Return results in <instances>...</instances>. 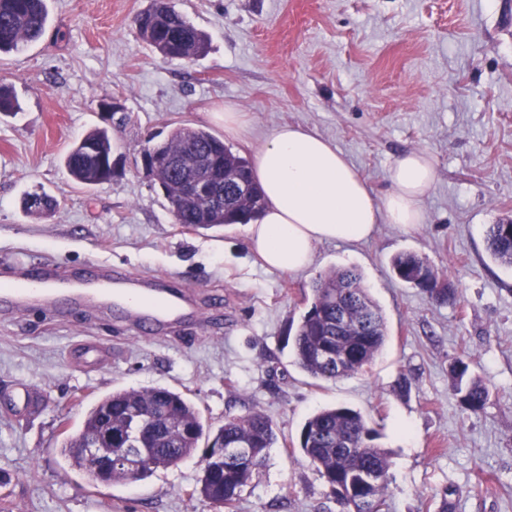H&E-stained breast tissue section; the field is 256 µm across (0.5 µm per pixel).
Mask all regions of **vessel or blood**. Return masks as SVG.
<instances>
[{"instance_id": "1", "label": "vessel or blood", "mask_w": 512, "mask_h": 512, "mask_svg": "<svg viewBox=\"0 0 512 512\" xmlns=\"http://www.w3.org/2000/svg\"><path fill=\"white\" fill-rule=\"evenodd\" d=\"M52 259L32 260L16 254L0 256V306L24 314L60 307L103 311L127 317L132 329L175 338L192 324L186 291L159 287L157 279L133 275L103 262L77 280L55 276Z\"/></svg>"}]
</instances>
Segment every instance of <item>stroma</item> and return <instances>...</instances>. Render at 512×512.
Masks as SVG:
<instances>
[{"label": "stroma", "mask_w": 512, "mask_h": 512, "mask_svg": "<svg viewBox=\"0 0 512 512\" xmlns=\"http://www.w3.org/2000/svg\"><path fill=\"white\" fill-rule=\"evenodd\" d=\"M210 40L195 63L167 60L131 20L151 0H48L43 39L0 57V85L20 109L0 113V254L23 247L54 258L61 273L104 261L166 275L197 289L205 315L224 324L181 339L137 336L114 316L68 309L0 312V512H220L192 495L194 455L136 483L105 484L69 465L65 432L115 389L161 386L185 395L204 422L268 414L278 442L237 512H340L330 486L302 460L299 435L316 410L360 411L390 456L387 512H512V267L486 247L488 225L512 220V0H172ZM118 99L125 124L110 181L82 186L65 154ZM244 112L249 138L224 131L225 105ZM299 124L331 140L371 191L389 189L403 153L423 151L436 179L425 222L378 225L357 244L322 243L311 268L255 263L245 227L176 224L141 154L180 126L222 136L246 157L275 127ZM60 205L28 214L26 194ZM403 251L426 257L457 290L437 305L393 273ZM356 267L381 307L386 343L363 374L317 382L293 362L292 337L316 277ZM109 344L95 370L74 366L81 341ZM465 360L489 387L477 413L455 394ZM409 379L400 391V376ZM38 391L27 415L9 396Z\"/></svg>", "instance_id": "35a3bbf8"}]
</instances>
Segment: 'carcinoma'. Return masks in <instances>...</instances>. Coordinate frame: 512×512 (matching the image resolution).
<instances>
[{
  "mask_svg": "<svg viewBox=\"0 0 512 512\" xmlns=\"http://www.w3.org/2000/svg\"><path fill=\"white\" fill-rule=\"evenodd\" d=\"M49 26L47 0H0V54L19 52L37 42ZM137 36L167 59L193 62L209 48L206 33L199 30L168 0H153L146 10L132 19ZM162 152H178L185 163L193 165L204 159L218 180L232 181L249 173L248 161L226 146L212 133L191 127L174 129ZM112 154V136L106 128H95L68 151L64 164L69 176L81 185L104 181L99 160ZM180 174H161L165 197L175 223L211 228L246 224L263 209L260 189L249 194L227 198L224 203L211 197L182 202L178 184ZM39 200L24 198L25 210L37 217L54 212L57 201L45 192ZM487 249L500 263L512 266V235L504 224H491L487 231ZM393 273L404 283L419 289L428 299L443 304L455 299V289L447 279L439 277L426 258L414 252H402L391 259ZM313 298L301 316L293 337L294 363L311 378L335 381L341 376L365 373L381 352L386 336L383 312L364 285L362 274L355 268L332 269L314 281ZM346 312L350 323L336 324V315ZM328 348L348 356L347 372L340 375L336 367L318 359L317 351ZM456 395L460 405L471 412L482 410L489 397V388L478 376L468 374V365L456 361L452 368ZM131 405H162L172 409L176 419L192 429L183 434L167 432L156 452L161 457L192 455L200 447L205 434L204 424L196 407L180 393L165 387L122 389L107 394L92 404L82 426L69 435L61 453L69 464L92 472L91 461L78 446L85 436L100 428L101 415L112 413V432H127V409ZM224 447L249 446L256 449L250 461L224 459V468L203 472L200 487L194 488L210 503L236 512L241 492L259 474L271 448L276 443L274 422L261 411L245 415H227L214 433ZM375 435L363 415L350 407L336 406L315 412L304 423L299 438L302 457L314 466L331 487L343 512H385L389 453L373 444Z\"/></svg>",
  "mask_w": 512,
  "mask_h": 512,
  "instance_id": "carcinoma-1",
  "label": "carcinoma"
}]
</instances>
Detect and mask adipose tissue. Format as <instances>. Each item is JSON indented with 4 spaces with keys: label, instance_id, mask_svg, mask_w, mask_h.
I'll list each match as a JSON object with an SVG mask.
<instances>
[{
    "label": "adipose tissue",
    "instance_id": "obj_1",
    "mask_svg": "<svg viewBox=\"0 0 512 512\" xmlns=\"http://www.w3.org/2000/svg\"><path fill=\"white\" fill-rule=\"evenodd\" d=\"M251 172L265 196L260 220L246 227L247 243L263 266L301 272L323 242H363L380 224L409 230L425 220L421 201L436 178L427 153L397 157L390 189L376 196L331 141L296 124H283L252 152Z\"/></svg>",
    "mask_w": 512,
    "mask_h": 512
}]
</instances>
